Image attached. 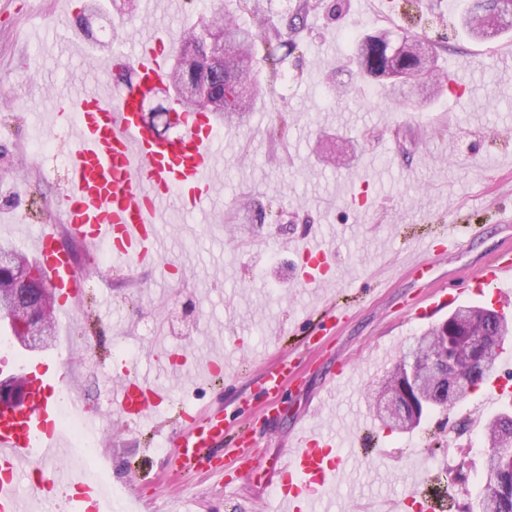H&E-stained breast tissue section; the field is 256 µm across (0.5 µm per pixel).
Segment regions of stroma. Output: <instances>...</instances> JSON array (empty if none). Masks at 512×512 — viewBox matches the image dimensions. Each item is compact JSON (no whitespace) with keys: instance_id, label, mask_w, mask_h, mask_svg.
Returning a JSON list of instances; mask_svg holds the SVG:
<instances>
[{"instance_id":"35a3bbf8","label":"stroma","mask_w":512,"mask_h":512,"mask_svg":"<svg viewBox=\"0 0 512 512\" xmlns=\"http://www.w3.org/2000/svg\"><path fill=\"white\" fill-rule=\"evenodd\" d=\"M323 2L278 67L256 43L263 92L244 126L223 131L211 223L181 212L159 227L167 278L151 266L111 271L98 251L59 239L85 278L84 295L75 316L56 319L54 343L29 355V369L70 376L89 410L107 416L101 462L112 484L153 512H276L260 476L288 452L296 426L350 435L365 421L378 449L370 462L353 463L332 493L331 512L395 500L399 512H415L416 503L403 499L406 488L444 456L449 429L466 413L476 423L456 443L470 450L469 478L459 481L453 465L429 488L436 495L450 486L463 512L479 510L483 427L511 404L489 400L483 385L408 435L382 428L361 394L385 376L367 365L376 345L390 346L398 361L413 337L451 313L446 307L418 322L410 309L467 287L480 267L512 250V70L497 62L512 51V28L492 41L472 38L462 21L467 0H347L335 18L333 0ZM81 4L0 0V240L23 252L43 225L59 223L65 189L64 169L29 153L37 113L58 91L80 92L100 73L99 42L117 54L159 27L180 36L204 13V0H177L176 12L130 17L121 0H99L88 38L75 26ZM386 27L428 36L450 75L443 92L410 100L360 73L358 40ZM283 121L284 136L272 139ZM465 224L483 231L464 247L429 254L426 277L410 268L415 241ZM316 236L334 246L336 266L327 283L306 288L303 260L285 243ZM124 342L140 352L137 370L169 392L158 433L109 416ZM177 358L183 366L174 374L168 367ZM219 358L242 366L207 380L199 364ZM283 359L290 375L283 398L272 402L261 379ZM341 366L347 378L335 404L319 408ZM184 407H220L229 427L251 428L256 469L239 467L236 449L226 446L221 474L178 473L173 437ZM411 438L428 447L414 471L403 449ZM230 476L236 482L228 489Z\"/></svg>"}]
</instances>
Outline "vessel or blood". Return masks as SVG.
Wrapping results in <instances>:
<instances>
[{"instance_id": "1", "label": "vessel or blood", "mask_w": 512, "mask_h": 512, "mask_svg": "<svg viewBox=\"0 0 512 512\" xmlns=\"http://www.w3.org/2000/svg\"><path fill=\"white\" fill-rule=\"evenodd\" d=\"M171 34L154 30L122 53L130 78L119 92L90 88L81 94L57 96L50 115L54 125L67 127L70 139L62 223L67 234L88 247H104L113 270H132L145 264L168 271L158 244V224L164 223V205L183 202L191 212L208 215L216 171L215 139L218 125L208 112H188L174 104L180 127L177 135L162 136L143 122L139 104L170 75ZM57 226L45 225L35 240L36 260L62 297L61 314L74 311L84 280L71 256L58 245ZM300 254L317 259L304 273V284L323 281L324 265L333 254L329 243L306 240ZM512 278V258L482 268V287L502 293ZM288 378L287 365L262 377L265 394L278 396ZM31 398L13 407L0 425V512H27L35 495L49 500L55 487H79L70 512H102L103 494L95 473L85 470L82 456L57 427L53 398L66 389L76 411L82 397L67 376L31 380ZM167 400V391L154 378L124 369L114 378L110 407L126 424L148 421ZM178 434L176 467L191 472L213 464L224 441V412L183 414ZM344 473L342 450L331 433L313 432L297 438L286 462L266 474L280 512H316L318 499L329 494Z\"/></svg>"}]
</instances>
